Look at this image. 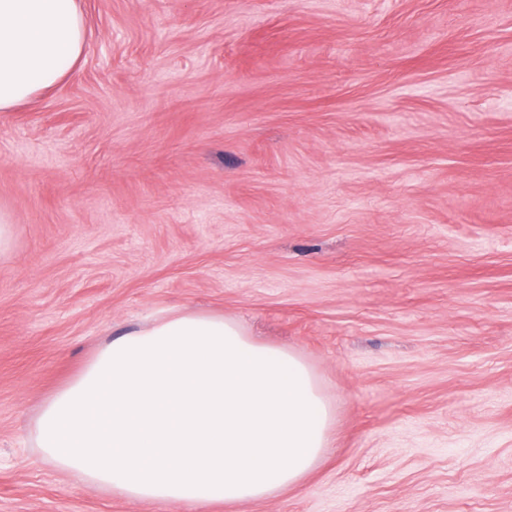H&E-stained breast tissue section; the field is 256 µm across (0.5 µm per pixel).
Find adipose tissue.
Instances as JSON below:
<instances>
[{"label":"adipose tissue","instance_id":"ef3b65f1","mask_svg":"<svg viewBox=\"0 0 512 512\" xmlns=\"http://www.w3.org/2000/svg\"><path fill=\"white\" fill-rule=\"evenodd\" d=\"M84 46L78 0H0V111L61 82ZM330 420L297 355L176 311L112 339L44 400L33 434L45 457L127 498L240 504L309 472Z\"/></svg>","mask_w":512,"mask_h":512}]
</instances>
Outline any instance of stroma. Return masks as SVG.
I'll list each match as a JSON object with an SVG mask.
<instances>
[{"instance_id": "35a3bbf8", "label": "stroma", "mask_w": 512, "mask_h": 512, "mask_svg": "<svg viewBox=\"0 0 512 512\" xmlns=\"http://www.w3.org/2000/svg\"><path fill=\"white\" fill-rule=\"evenodd\" d=\"M0 112V512H512V0H80ZM294 351L328 448L239 505L48 461L45 398L169 309Z\"/></svg>"}]
</instances>
